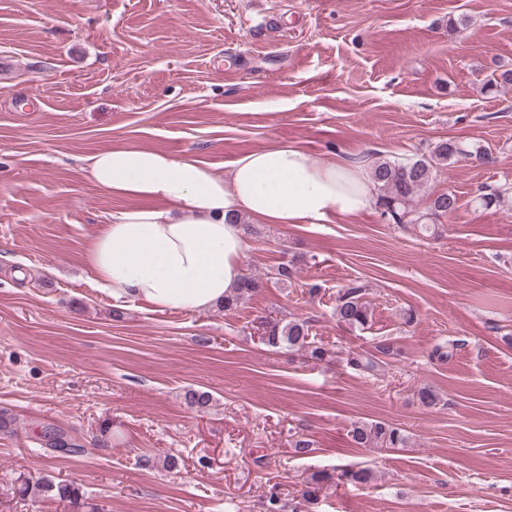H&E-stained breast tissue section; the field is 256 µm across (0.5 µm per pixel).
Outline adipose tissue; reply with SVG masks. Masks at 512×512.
<instances>
[{
  "instance_id": "obj_1",
  "label": "adipose tissue",
  "mask_w": 512,
  "mask_h": 512,
  "mask_svg": "<svg viewBox=\"0 0 512 512\" xmlns=\"http://www.w3.org/2000/svg\"><path fill=\"white\" fill-rule=\"evenodd\" d=\"M87 176L127 199L93 238L86 270L114 303L142 300L163 311H204L243 275L240 218L254 224H316L355 217L376 187L364 164L320 162L305 148L275 143L228 168L139 147L96 152Z\"/></svg>"
}]
</instances>
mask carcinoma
Here are the masks:
<instances>
[{
    "mask_svg": "<svg viewBox=\"0 0 512 512\" xmlns=\"http://www.w3.org/2000/svg\"><path fill=\"white\" fill-rule=\"evenodd\" d=\"M463 153L454 141L448 140L438 144L434 157L439 162H448ZM434 165L426 159H416L406 163L375 160L371 164V177L381 193L380 203L385 213L390 215L394 223H402L408 218L410 224H420L432 217L434 219L448 214L449 208L456 205L457 198L451 192H443L433 197L429 212L415 214L413 203L415 197L428 185L433 177ZM260 288V282L249 275L242 277L240 284L224 298V311L230 312L238 307L244 299L252 296ZM336 320L351 330H364L371 321V309L365 299V286L358 281H351L341 288L336 296ZM262 343L270 348L286 347L292 351H304L306 357L315 362H322L329 356V350L311 340L309 322L305 320L274 321L267 323ZM395 354L394 344L381 340L372 352H351L346 365L354 371L369 375L380 372L387 366V359ZM352 439L362 447L380 446L382 448H402L408 441L404 430L382 420L369 423H358L353 426ZM343 476L352 484L368 485L374 474L367 468L348 470ZM331 476L323 470L312 472L306 481L302 501L292 508L291 512H304V505L312 504ZM19 492L31 494L46 500L68 502L80 506L84 497L82 490L75 484L55 481L42 477L31 483L22 481Z\"/></svg>",
    "mask_w": 512,
    "mask_h": 512,
    "instance_id": "cac0c4a2",
    "label": "carcinoma"
}]
</instances>
